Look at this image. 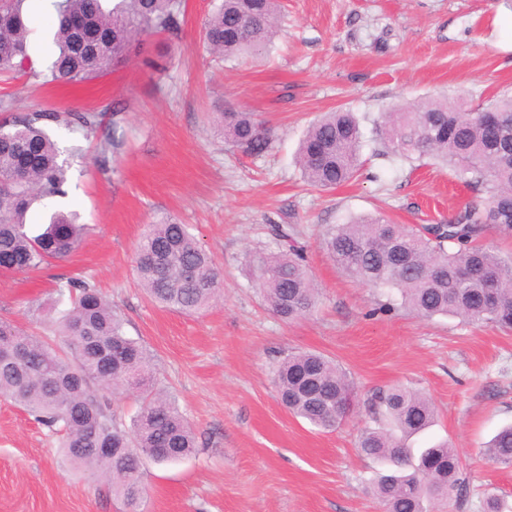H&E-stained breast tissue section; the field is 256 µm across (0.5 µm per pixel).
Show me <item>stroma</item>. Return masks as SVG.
Instances as JSON below:
<instances>
[{"instance_id": "35a3bbf8", "label": "stroma", "mask_w": 512, "mask_h": 512, "mask_svg": "<svg viewBox=\"0 0 512 512\" xmlns=\"http://www.w3.org/2000/svg\"><path fill=\"white\" fill-rule=\"evenodd\" d=\"M218 0H185L179 39L147 41L118 70L72 86L0 77L12 112L125 110V142L104 174L94 141L80 130L48 132L70 156L68 194L33 205L78 211L88 231L79 248L27 273L0 271V318L41 335L35 308H49L69 277L93 284L125 321L127 336L153 360V387L172 395L191 423L194 454L146 461L148 512H381L373 464L358 439L371 426L368 401L381 388L425 393L434 425L419 446L456 449L466 499L451 512H481L486 494L512 495V468L481 451L512 424V332L456 317L423 319L403 307L378 312L382 291L340 270L326 230L382 213L399 224H444L475 193L435 165L382 155L381 112L445 94L476 107L512 93V0H282L271 51L223 60L204 44ZM167 61L156 81L149 61ZM354 112L364 168L333 190L304 182L295 157L308 126L327 112ZM246 110L274 132L268 154L233 151L216 113ZM189 225L224 277L223 298L188 316L153 302L140 287L135 248L148 224ZM294 227L319 290L312 314L282 321L248 267L251 254L279 251L269 225ZM316 351L349 372L355 406L320 430L288 412L272 382L285 355ZM0 512H125L104 479L65 462L56 436L0 399Z\"/></svg>"}]
</instances>
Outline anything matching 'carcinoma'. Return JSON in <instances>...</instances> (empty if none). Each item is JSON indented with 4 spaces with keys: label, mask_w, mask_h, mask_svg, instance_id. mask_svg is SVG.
Returning <instances> with one entry per match:
<instances>
[{
    "label": "carcinoma",
    "mask_w": 512,
    "mask_h": 512,
    "mask_svg": "<svg viewBox=\"0 0 512 512\" xmlns=\"http://www.w3.org/2000/svg\"><path fill=\"white\" fill-rule=\"evenodd\" d=\"M27 0H0V75L37 77L29 54ZM279 0H219L204 23L211 53L258 56L276 33ZM177 0H57L52 22L56 52L52 80L67 84L115 71L133 44L159 34L178 35ZM225 140L248 156L272 145L270 129L254 112L221 114ZM77 127L96 140L95 163L109 171L122 139L101 133L96 112L36 111L0 124L14 138L0 142V269L25 272L75 251L86 233L77 214L57 210L32 229L27 214L35 203L67 195L69 162L46 131L49 124ZM384 153L402 160L432 159L450 168L480 200L467 204L446 224L420 229L379 215L358 216L326 231L324 246L357 282L384 288L423 317L455 316L512 330V253L479 240L489 230L512 234V96L462 110L460 102L430 98L379 116ZM360 125L353 113L329 112L313 123L298 150V165L312 187L334 189L360 171ZM250 267L260 293L283 321L312 313L317 289L301 251L258 252ZM135 271L148 296L185 314L220 297L224 280L209 253L185 224L149 225L136 247ZM57 339L30 336L0 319V397L11 399L38 423L60 435L68 463L89 479L106 478L128 512H144L147 489L138 456L162 462L183 458L196 447L194 433L170 397L148 381L151 358L124 332L112 304L95 287L70 279L56 304L45 311ZM273 382L288 411L312 425L338 426L353 401L347 373L312 352L288 354ZM133 385L144 402L129 429L114 418L109 392ZM374 427L359 438L361 453L378 467L374 494L383 512H440L460 500V460L447 443L415 448L410 440L435 420L425 394L403 387L382 390L371 403ZM108 452L98 453L96 449ZM495 465L512 467V425L483 449Z\"/></svg>",
    "instance_id": "carcinoma-1"
}]
</instances>
